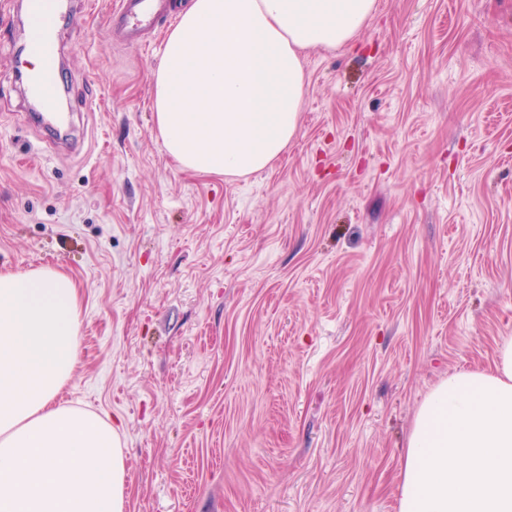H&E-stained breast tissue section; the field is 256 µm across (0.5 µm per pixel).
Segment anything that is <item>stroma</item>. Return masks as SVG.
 <instances>
[{"mask_svg": "<svg viewBox=\"0 0 512 512\" xmlns=\"http://www.w3.org/2000/svg\"><path fill=\"white\" fill-rule=\"evenodd\" d=\"M112 0L60 18L77 146L48 153L0 14V271L82 299L62 401L111 419L128 512H398L427 392L512 333V0H377L303 54L266 170L182 168L154 72L186 0L123 46Z\"/></svg>", "mask_w": 512, "mask_h": 512, "instance_id": "1", "label": "stroma"}]
</instances>
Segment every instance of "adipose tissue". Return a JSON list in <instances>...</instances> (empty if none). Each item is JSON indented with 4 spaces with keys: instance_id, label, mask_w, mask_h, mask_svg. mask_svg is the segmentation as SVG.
I'll use <instances>...</instances> for the list:
<instances>
[{
    "instance_id": "obj_1",
    "label": "adipose tissue",
    "mask_w": 512,
    "mask_h": 512,
    "mask_svg": "<svg viewBox=\"0 0 512 512\" xmlns=\"http://www.w3.org/2000/svg\"><path fill=\"white\" fill-rule=\"evenodd\" d=\"M376 0H189L154 74L157 131L185 169L245 176L299 131L300 53L351 44ZM80 293L66 273L0 272V512H126L111 421L58 402L76 364ZM399 512H512V333L490 369L459 370L419 405Z\"/></svg>"
}]
</instances>
